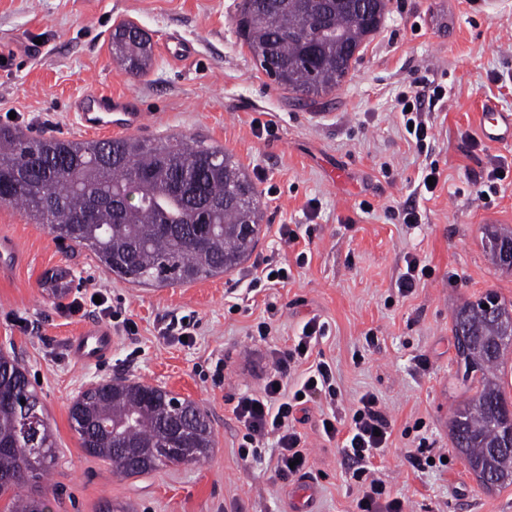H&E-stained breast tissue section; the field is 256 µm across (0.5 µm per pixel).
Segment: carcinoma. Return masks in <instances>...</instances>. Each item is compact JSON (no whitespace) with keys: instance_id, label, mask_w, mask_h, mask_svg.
I'll return each mask as SVG.
<instances>
[{"instance_id":"cac0c4a2","label":"carcinoma","mask_w":512,"mask_h":512,"mask_svg":"<svg viewBox=\"0 0 512 512\" xmlns=\"http://www.w3.org/2000/svg\"><path fill=\"white\" fill-rule=\"evenodd\" d=\"M242 0L238 28L259 66L270 63L276 84L317 97L338 87L353 49L374 34L386 0ZM131 25L112 32V54L133 74L152 63L147 41ZM310 31L315 43L302 41ZM55 193L42 192L45 183ZM0 203L24 209L55 238L90 251L117 279L161 288L213 277L241 265L259 233L258 191L245 169L224 151L181 138L148 147L136 138L79 141L29 138L0 126ZM493 263L512 271L500 254L512 230L484 227ZM69 272L51 279V293H68ZM488 308H482V305ZM454 336L463 380L481 374V389L450 419L455 447L480 486L512 485V409L496 371L512 346V308L495 293L461 305ZM25 405H19L20 401ZM71 427L83 451L117 471L149 473L177 460L164 447L194 448L199 462L213 448L208 416L193 402L123 380L85 390L71 404ZM0 498L4 512H45L22 493L50 474L56 441L38 394L18 361L0 354Z\"/></svg>"}]
</instances>
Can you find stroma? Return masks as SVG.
Instances as JSON below:
<instances>
[{"label":"stroma","instance_id":"stroma-1","mask_svg":"<svg viewBox=\"0 0 512 512\" xmlns=\"http://www.w3.org/2000/svg\"><path fill=\"white\" fill-rule=\"evenodd\" d=\"M241 0H0V126L38 137L99 141L72 108L94 89L135 99L149 112L137 139L156 144L188 136L223 146L259 193L255 249L231 272L163 288L115 279L88 251L55 241L20 207L0 203V238L15 243L14 265H0V353L17 356L44 406L57 461L38 490L48 512H98L102 498L130 512H293L292 496L311 490V512H358L360 489L321 421L349 420L359 397L378 396L391 436L379 476L404 512H512V486L482 489L457 453L453 412L474 397L463 380L453 316L488 292L512 305V272L490 261L482 229H512V175L490 203L477 198L488 174L512 166V144L491 146L477 132L486 107L512 111V0H388L379 30L340 87L309 101L276 85L239 36ZM131 22L155 47L141 76L112 57L110 37ZM177 32L196 60H168L159 45ZM443 86L432 107L425 149L406 134L398 96L419 78ZM272 125L258 134L256 123ZM437 165L434 193L421 171ZM345 172L333 179L334 169ZM416 208L421 222L402 221ZM298 234L280 240V225ZM308 261L298 265V253ZM430 277L398 291L406 254ZM270 265L290 267L285 286L265 278ZM69 271L67 296L45 281ZM104 294L121 313L114 321L89 301ZM85 300L72 313L71 298ZM188 338L165 335L173 319ZM324 322L312 361L328 362L337 399L317 396L297 430L306 441V475L280 479L277 449L267 443L244 459L246 433L233 408L261 393L278 353L307 321ZM267 323L268 336L256 335ZM112 335L111 357L77 362L69 343L84 327ZM116 377L162 388L208 414L215 445L196 464H169L146 474H116L109 461L80 447L69 421L73 399Z\"/></svg>","mask_w":512,"mask_h":512}]
</instances>
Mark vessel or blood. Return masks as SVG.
Here are the masks:
<instances>
[{"mask_svg": "<svg viewBox=\"0 0 512 512\" xmlns=\"http://www.w3.org/2000/svg\"><path fill=\"white\" fill-rule=\"evenodd\" d=\"M75 108L81 125L85 128L115 127L125 131H136L146 124V112L125 97L90 92L77 100ZM479 133L492 143L512 141V114L499 110L483 112L479 118ZM69 348L77 361L98 364L104 362L111 354L112 336L101 327H87L70 341Z\"/></svg>", "mask_w": 512, "mask_h": 512, "instance_id": "1", "label": "vessel or blood"}]
</instances>
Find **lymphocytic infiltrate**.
<instances>
[{"mask_svg":"<svg viewBox=\"0 0 512 512\" xmlns=\"http://www.w3.org/2000/svg\"><path fill=\"white\" fill-rule=\"evenodd\" d=\"M444 96L445 91L439 86L434 87L429 97L417 89L399 96V104L407 108L403 120L412 125L411 135L417 147H424L430 131L423 116L424 105H436ZM324 333L323 323L314 319L306 322L293 348L276 359L262 393L240 397L233 409L247 430L248 447L241 450V457H248L250 448L274 439L278 448L275 471L284 480L304 474L308 467L305 441L296 429V413L302 402L311 401L321 393L331 397L336 394L330 365L309 361L312 341ZM303 362L309 365L306 377L295 390H286L284 378L288 367ZM322 424L327 428V440H340V451L350 465L351 478L362 490L357 503L359 512H402V501L389 497L375 464L377 458L383 457L390 438L389 422L378 399L369 393L363 395L350 423H342L338 417L331 416L323 418Z\"/></svg>","mask_w":512,"mask_h":512,"instance_id":"1","label":"lymphocytic infiltrate"}]
</instances>
